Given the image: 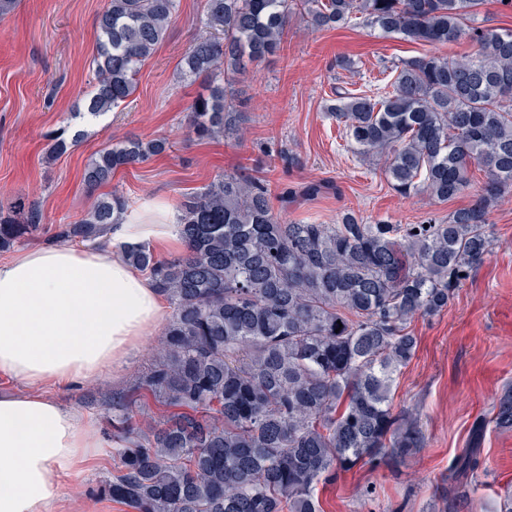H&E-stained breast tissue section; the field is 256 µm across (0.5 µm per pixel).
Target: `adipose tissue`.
<instances>
[{
  "instance_id": "adipose-tissue-1",
  "label": "adipose tissue",
  "mask_w": 512,
  "mask_h": 512,
  "mask_svg": "<svg viewBox=\"0 0 512 512\" xmlns=\"http://www.w3.org/2000/svg\"><path fill=\"white\" fill-rule=\"evenodd\" d=\"M168 205L128 212L102 248L58 245L0 263V512H61L67 478L112 440L92 418L41 394L111 375L157 328L162 300L122 256L124 244L178 242Z\"/></svg>"
}]
</instances>
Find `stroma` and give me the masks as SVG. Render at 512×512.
<instances>
[{
    "mask_svg": "<svg viewBox=\"0 0 512 512\" xmlns=\"http://www.w3.org/2000/svg\"><path fill=\"white\" fill-rule=\"evenodd\" d=\"M105 4L15 0L0 16V210L35 204L43 215V232L23 249L47 247L48 230L84 216L112 192L124 193L139 209L155 200L174 205L222 174L268 180L284 220L315 224L336 223L347 209L370 224L444 219L469 205L483 185L477 170L471 191L454 200L401 196L383 161L369 164L354 155L343 124L327 111L338 94L376 90L400 60L453 56L462 44L411 43L361 23L316 30L293 15L277 55L250 68L237 85L244 140L201 138L190 127L189 107L206 84L183 77L179 62L202 29V0H180L165 38L140 68L134 94L93 117L84 111V98L95 81L96 18ZM62 130L82 137L66 153L50 155L48 138ZM130 135L164 137L169 148L88 188L83 175L90 158ZM271 148L292 156V163L269 162ZM490 222L495 247L485 263L447 309L410 323L418 348L395 379L393 405L415 414L424 448L399 463L337 471L318 487L321 512H496L512 485V430L486 428L471 483L457 485L452 472L456 456L470 445L473 423L491 413L503 385L512 384V194L493 204ZM161 338L158 331L149 336L118 374L65 391L64 403L104 428L101 394L126 390ZM115 465L110 453L67 481L65 512H129L97 492ZM450 491L458 497L449 506L442 496Z\"/></svg>",
    "mask_w": 512,
    "mask_h": 512,
    "instance_id": "35a3bbf8",
    "label": "stroma"
}]
</instances>
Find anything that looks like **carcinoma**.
<instances>
[{"label":"carcinoma","mask_w":512,"mask_h":512,"mask_svg":"<svg viewBox=\"0 0 512 512\" xmlns=\"http://www.w3.org/2000/svg\"><path fill=\"white\" fill-rule=\"evenodd\" d=\"M483 0H204V30L182 59L204 77L191 105L200 138H239L245 113L233 90L247 66L280 49L290 17L329 29L360 20L410 42H465L454 57L401 61L390 89L347 93L329 108L354 153L385 158L392 188L447 202L481 193L448 218L366 224L351 210L336 224L285 222L265 180L224 174L177 204L183 254L126 249L169 305L149 369L102 400L119 466L99 490L131 512H319L316 490L336 470L406 458L423 447L416 417L391 391L412 360L409 324L448 308L492 253L489 207L512 192V29L473 26ZM179 0H107L97 18L96 82L88 113L120 107L136 89ZM165 138L128 137L91 157V187L165 152ZM116 192L51 239L94 243L129 210ZM43 230L0 210V251ZM147 392L178 412L134 410ZM512 429V385L481 418ZM478 459L457 458L475 475Z\"/></svg>","instance_id":"obj_1"}]
</instances>
